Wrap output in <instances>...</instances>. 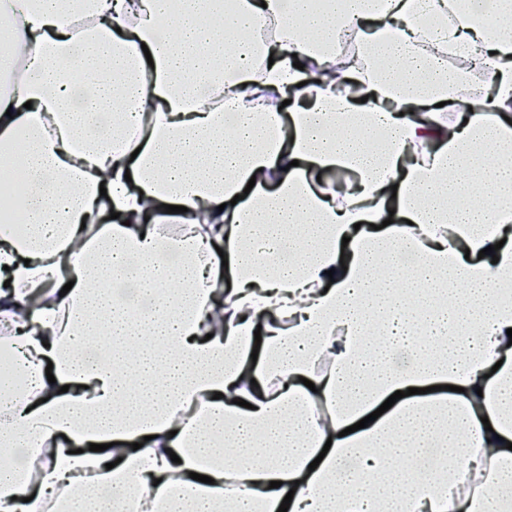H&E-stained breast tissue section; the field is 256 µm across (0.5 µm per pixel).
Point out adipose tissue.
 <instances>
[{
    "label": "adipose tissue",
    "mask_w": 512,
    "mask_h": 512,
    "mask_svg": "<svg viewBox=\"0 0 512 512\" xmlns=\"http://www.w3.org/2000/svg\"><path fill=\"white\" fill-rule=\"evenodd\" d=\"M0 33L1 504L512 512V0H0Z\"/></svg>",
    "instance_id": "ef3b65f1"
}]
</instances>
